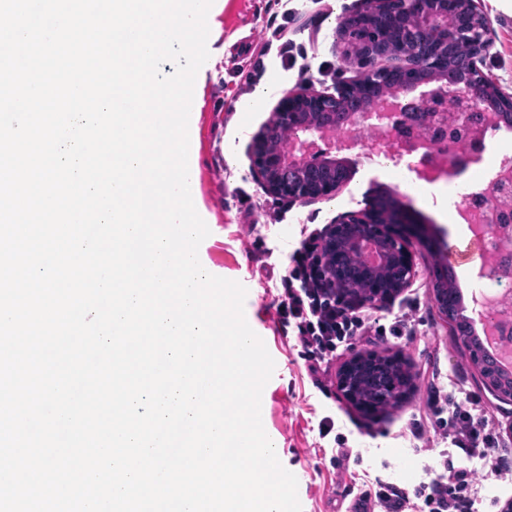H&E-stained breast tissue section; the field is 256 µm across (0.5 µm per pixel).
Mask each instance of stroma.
Returning <instances> with one entry per match:
<instances>
[{
    "label": "stroma",
    "mask_w": 512,
    "mask_h": 512,
    "mask_svg": "<svg viewBox=\"0 0 512 512\" xmlns=\"http://www.w3.org/2000/svg\"><path fill=\"white\" fill-rule=\"evenodd\" d=\"M363 0H217L218 12L208 22L209 58L199 71L196 103L189 128L188 160L197 174L195 208L210 234L198 256L211 274L241 283L247 290L245 317L264 341L275 362L262 393L261 417L279 460L298 481L302 512H354L362 493L375 479L411 491L407 512H423L414 495L440 467L447 449L434 443L429 403L436 393L462 390L477 395L499 428L504 444L498 454L505 475H488L476 487L479 512H499L500 501L512 498V402L484 386L469 349L456 334L455 321L441 312L433 283L448 248L468 241L463 222H450L451 186H422L407 193L395 186L391 169L418 183V161L409 154L386 159L379 150L346 151L352 175L334 198L311 203H283L268 196L251 173L249 146L282 97L297 86L332 87L340 68L360 74L357 62H346L348 49L336 34L342 13L363 8ZM490 20L492 56L485 68L501 85L512 86V0H483ZM288 28L294 43L306 49L308 70H282L276 49H263L269 18ZM317 44H310V33ZM265 70L254 91L264 98L256 111L235 108L247 72L256 61ZM395 200L416 221L423 239L411 251L417 270L406 297L415 299L410 334L400 337L359 336L351 339L331 366L332 382L319 385L309 376L293 336L273 320L283 274L302 227L323 228L341 214L363 208L367 195ZM285 210L282 222L269 223L270 213ZM257 238L260 260L245 252L248 238ZM376 355L402 362L410 382L401 400L372 411L349 402L335 377L357 355ZM332 417L333 431L320 436L319 423ZM351 450L350 459L338 455Z\"/></svg>",
    "instance_id": "obj_1"
}]
</instances>
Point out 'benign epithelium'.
Returning <instances> with one entry per match:
<instances>
[{"label": "benign epithelium", "mask_w": 512, "mask_h": 512, "mask_svg": "<svg viewBox=\"0 0 512 512\" xmlns=\"http://www.w3.org/2000/svg\"><path fill=\"white\" fill-rule=\"evenodd\" d=\"M370 2L376 7L346 13L337 26L338 35L348 41L364 66L362 76L340 78L332 92L310 87L289 90L253 137V174L275 199L315 201L335 195L350 178V162L304 135L340 130L350 120L365 126L379 104H404L394 125L407 126L437 142L456 139L454 129L468 130L471 112L512 115V92L482 69L492 48L482 0H456L466 18L463 25L448 23V0ZM462 44L468 48L464 56L457 50ZM432 83L435 87L407 97ZM452 97L459 103L451 130L448 99ZM285 132L315 151L297 159L294 149L280 145ZM409 223L407 213L390 201L383 205L369 202L326 226L323 253L331 259L328 276L336 278L337 299L349 296L356 303L374 304L411 285L416 269L409 243L395 231ZM370 247L377 250V265L365 256ZM434 288L440 309L450 315L447 273L437 276ZM471 358L480 367L483 384L498 397L512 401V388L503 386L485 367L484 353L476 348ZM398 379L407 384L406 372L394 361L356 357L341 374L339 385L353 400L357 386L369 383L374 387L373 403L393 404L403 394L396 388Z\"/></svg>", "instance_id": "1"}]
</instances>
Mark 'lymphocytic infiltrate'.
<instances>
[{"mask_svg": "<svg viewBox=\"0 0 512 512\" xmlns=\"http://www.w3.org/2000/svg\"><path fill=\"white\" fill-rule=\"evenodd\" d=\"M319 230L307 231L289 258L280 277L281 291L275 308L282 330L292 332L314 379L329 373V362L348 338L368 335L371 320L349 301L336 298V286L326 277L327 261L317 258L321 247ZM448 425L440 434L448 444L452 458L430 482L419 487L429 512H471L474 501L470 491L479 481L472 459L490 462L492 472L503 469L494 452L499 434L478 398L448 395Z\"/></svg>", "mask_w": 512, "mask_h": 512, "instance_id": "lymphocytic-infiltrate-1", "label": "lymphocytic infiltrate"}]
</instances>
